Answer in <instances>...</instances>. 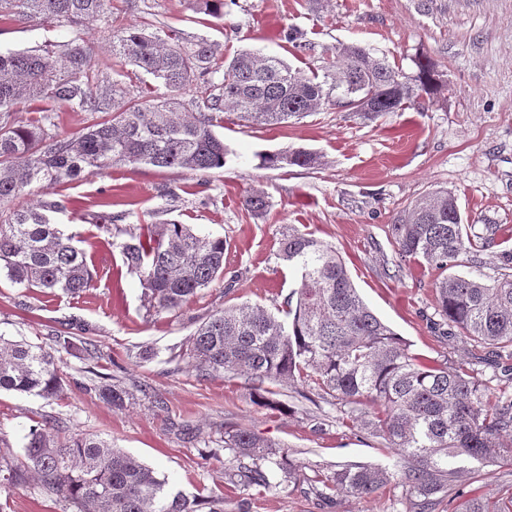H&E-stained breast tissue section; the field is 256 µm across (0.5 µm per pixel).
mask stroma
<instances>
[{
  "label": "stroma",
  "instance_id": "stroma-1",
  "mask_svg": "<svg viewBox=\"0 0 512 512\" xmlns=\"http://www.w3.org/2000/svg\"><path fill=\"white\" fill-rule=\"evenodd\" d=\"M143 23L159 34L179 31L219 44L224 59L251 49L276 55L307 74L323 73L333 47L358 43L387 57L406 74L416 61L446 75L448 91L422 102L365 119L333 109L278 126L252 125L225 111L217 132L230 150L224 168L182 171L150 165H117L88 178L56 186L68 201L60 223L78 233L93 272L81 296L36 299L28 316L17 310L19 290L0 279V335L43 340L55 322L76 319L112 360L109 374L149 387L152 402L115 409L89 388L82 360L63 355L68 384L61 399L0 393V457L19 459L29 428L48 417L62 420L64 434L90 433L138 457L168 480L171 492L202 491L224 497V512H238L239 494L224 476L227 451L206 452L199 434L220 437L226 428H248L296 450L308 468L379 464L399 469L379 439L349 426L336 406L307 401L282 387V404L252 402L242 378L198 376L170 360L172 347L187 341L196 324L214 311L247 303L275 311L299 280L278 256V239L291 224L336 248L360 296L414 353L430 361L471 358L475 345L461 336H438L432 305L438 270L399 265L390 226L411 202L438 189L451 190L464 223L505 228L504 245L476 249L456 272L493 283L512 250V0H228L223 18L195 13L189 0H107L100 19L85 22L89 77L117 84L129 97L150 95L152 78L112 50V36ZM70 28L48 30L40 20L0 23V52L25 51L45 39L71 38ZM304 147L316 152L313 169L261 166V154ZM174 196H165V189ZM263 193V217L249 215L247 195ZM137 226L174 220L224 238V275L179 309L151 310L136 276L127 274L119 248L104 230L110 218ZM150 344L153 359L128 354ZM448 487L447 512L464 497H500L512 488V464L466 458ZM402 485L389 484L369 498L348 497L333 505L272 477L250 512H407ZM0 512H64L43 495L37 481L0 486Z\"/></svg>",
  "mask_w": 512,
  "mask_h": 512
}]
</instances>
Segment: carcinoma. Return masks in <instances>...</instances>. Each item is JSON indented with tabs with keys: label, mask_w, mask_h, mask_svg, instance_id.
I'll use <instances>...</instances> for the list:
<instances>
[{
	"label": "carcinoma",
	"mask_w": 512,
	"mask_h": 512,
	"mask_svg": "<svg viewBox=\"0 0 512 512\" xmlns=\"http://www.w3.org/2000/svg\"><path fill=\"white\" fill-rule=\"evenodd\" d=\"M105 0H0V22L40 18L54 28L77 27L103 14ZM192 8L220 19L224 0H192ZM115 54L151 75L165 93L125 100L115 85L87 79L90 54L83 39L45 40L35 50L0 52V206L33 186L56 185L97 174L116 165H151L187 171L221 169L229 155L214 127L218 113L231 108L244 120L274 126L333 106L343 112L377 116L397 112L447 88L425 64L409 76L359 44L335 48L318 81L277 56L238 52L224 63L223 82L178 112L174 94L217 73V49L204 39L133 26L113 36ZM40 104L35 121H22V105ZM62 104L111 117L94 120L78 132H52L50 109ZM266 167L314 168L320 158L297 148L260 156ZM244 207L253 217L268 209L254 193ZM64 201L46 198L35 206L0 210V275L21 288L18 308L33 312L30 294L75 297L90 287L93 273L85 250L55 215ZM474 239L462 223L456 199L438 191L417 199L391 225L399 261L426 263L444 273L435 284L434 322L442 334H459L496 358L512 359V275L492 285L475 277L445 274L475 247H491L500 231L484 225ZM107 231L127 236L119 243L129 273L139 278L149 307L173 311L224 275V239L199 233L176 221ZM279 257L300 273L288 295L284 317L260 307L236 304L203 320L185 344L171 352L200 376L232 374L247 380L256 404L278 403L266 384L309 386L321 398L351 406L349 421L385 442L402 468L368 464L303 473L290 450L245 428L224 429L222 449L230 455L227 481L242 494L267 490L270 475L308 483L322 501L372 496L399 479L413 505L431 512L436 495L448 490L455 470L448 460L466 457L482 463L512 461V386L492 392L463 365H429L414 354L364 303L336 249L294 228L282 233ZM82 326L57 322L48 342L13 341L0 335V391L61 398L67 375L57 354L66 352L93 366V389L108 405L151 400L145 385L127 383L96 368L106 359ZM25 461L0 460V485L17 487L37 480L42 491L63 501L70 512H224V497L173 494L167 479L124 451L90 434L60 436L49 418L25 436ZM461 512H512V496L490 501L472 497Z\"/></svg>",
	"instance_id": "cac0c4a2"
}]
</instances>
